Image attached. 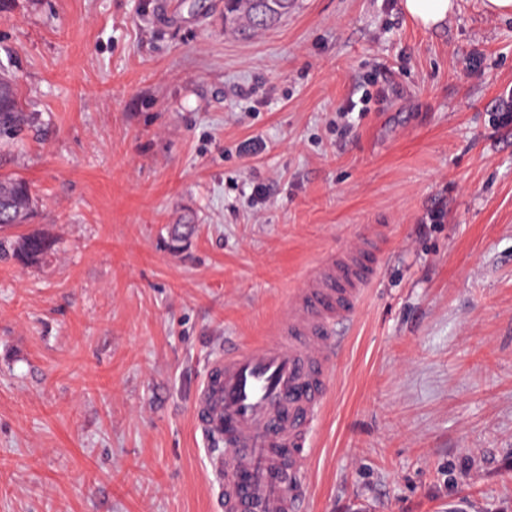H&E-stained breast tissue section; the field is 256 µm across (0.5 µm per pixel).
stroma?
Returning a JSON list of instances; mask_svg holds the SVG:
<instances>
[{"mask_svg":"<svg viewBox=\"0 0 512 512\" xmlns=\"http://www.w3.org/2000/svg\"><path fill=\"white\" fill-rule=\"evenodd\" d=\"M403 2L293 0L250 33L224 0H0L35 115L0 175L38 197L4 234L55 243L0 259V512H221L209 364L371 224L304 512H512V16L454 0L426 29ZM53 250V241L40 234L0 239V258L15 259L24 264L39 263Z\"/></svg>","mask_w":512,"mask_h":512,"instance_id":"obj_1","label":"stroma"}]
</instances>
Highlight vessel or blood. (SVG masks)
Listing matches in <instances>:
<instances>
[{
  "instance_id": "vessel-or-blood-1",
  "label": "vessel or blood",
  "mask_w": 512,
  "mask_h": 512,
  "mask_svg": "<svg viewBox=\"0 0 512 512\" xmlns=\"http://www.w3.org/2000/svg\"><path fill=\"white\" fill-rule=\"evenodd\" d=\"M385 240V225L375 224L352 247L327 254L290 297L272 336L228 347L211 362L194 421L205 439L225 447L209 458L224 512H290L304 498L312 430L346 344L342 328L379 273Z\"/></svg>"
}]
</instances>
